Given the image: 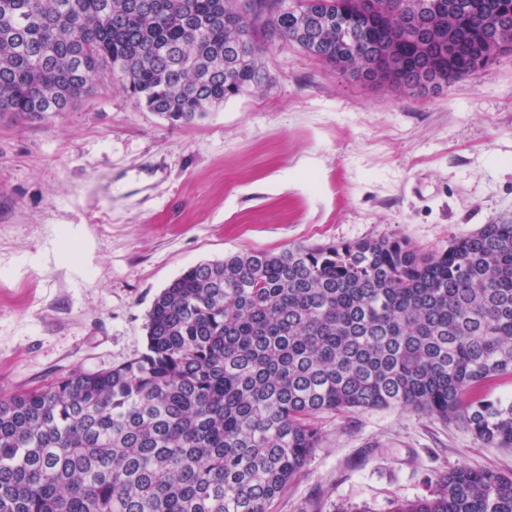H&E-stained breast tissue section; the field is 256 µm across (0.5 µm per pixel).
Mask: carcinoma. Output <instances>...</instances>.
<instances>
[{
	"label": "carcinoma",
	"mask_w": 512,
	"mask_h": 512,
	"mask_svg": "<svg viewBox=\"0 0 512 512\" xmlns=\"http://www.w3.org/2000/svg\"><path fill=\"white\" fill-rule=\"evenodd\" d=\"M485 0H372L405 20L484 22ZM363 0H0V114L65 112L103 78L171 124L267 91L292 44L353 75L377 43ZM395 92L424 89L404 72ZM146 350L0 396V512H274L326 412L398 408L512 448V224L444 252L406 240L295 245L201 262L154 298ZM390 512H512V474L457 466Z\"/></svg>",
	"instance_id": "1"
}]
</instances>
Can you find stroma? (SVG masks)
I'll return each instance as SVG.
<instances>
[{"label": "stroma", "mask_w": 512, "mask_h": 512, "mask_svg": "<svg viewBox=\"0 0 512 512\" xmlns=\"http://www.w3.org/2000/svg\"><path fill=\"white\" fill-rule=\"evenodd\" d=\"M273 83L190 126L112 81L66 112L0 114V395L144 351L156 294L188 267L293 245L397 237L425 251L512 223V53L426 96L270 50ZM276 512H388L512 449L386 409L318 419Z\"/></svg>", "instance_id": "35a3bbf8"}]
</instances>
